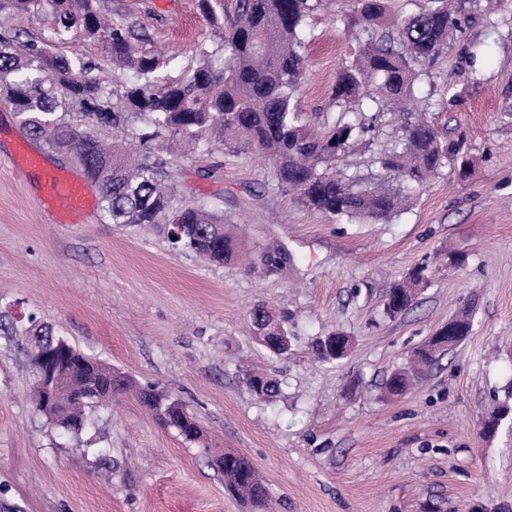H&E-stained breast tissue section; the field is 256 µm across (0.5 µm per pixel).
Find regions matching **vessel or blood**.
Here are the masks:
<instances>
[{
	"instance_id": "1",
	"label": "vessel or blood",
	"mask_w": 512,
	"mask_h": 512,
	"mask_svg": "<svg viewBox=\"0 0 512 512\" xmlns=\"http://www.w3.org/2000/svg\"><path fill=\"white\" fill-rule=\"evenodd\" d=\"M13 167L22 176L34 179L44 211L56 224H78L94 209L99 184L84 170L63 171L46 165L40 154L16 149Z\"/></svg>"
}]
</instances>
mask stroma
Segmentation results:
<instances>
[{"label":"stroma","instance_id":"35a3bbf8","mask_svg":"<svg viewBox=\"0 0 512 512\" xmlns=\"http://www.w3.org/2000/svg\"><path fill=\"white\" fill-rule=\"evenodd\" d=\"M114 20L146 34L183 78L209 31L197 0H111ZM353 0H322L312 18L303 112L320 123L342 61L356 48L341 21ZM83 55L122 92L130 70L101 46ZM419 111L464 136L474 168L425 185L384 223H333L282 194L270 161L212 142L192 156L151 143L171 174L176 205L203 202L243 225L245 257L205 264L173 249L163 228L112 224L93 211L82 224L47 223L10 152L25 134L0 109V502L15 512H249L196 445L160 425L134 394L86 412L80 433L36 408L27 327L51 326L81 351L136 382L180 398L209 446L246 456L278 512H491L512 506V421L485 436L482 422L512 382V13H480L426 64ZM373 123L339 168L395 190L376 153L405 116L364 108ZM463 252L467 261H450ZM281 254L276 268L267 255ZM428 284L390 317L385 296L419 264ZM286 317L298 343L269 356L248 320L253 305ZM474 330L404 395L389 373L463 306ZM351 336L350 355L316 362L310 346ZM262 369L280 393L257 399L248 372Z\"/></svg>","mask_w":512,"mask_h":512}]
</instances>
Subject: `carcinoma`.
Here are the masks:
<instances>
[{"instance_id":"1","label":"carcinoma","mask_w":512,"mask_h":512,"mask_svg":"<svg viewBox=\"0 0 512 512\" xmlns=\"http://www.w3.org/2000/svg\"><path fill=\"white\" fill-rule=\"evenodd\" d=\"M320 0H198L211 36L200 43L197 66L184 79L166 73L169 60L141 49L143 37L131 25L109 18V0H9L15 15L33 10L51 17V35L36 41L21 32L0 33V99L11 105L25 133L74 162L103 185L102 217L111 224L151 227L167 223L168 237L178 248L201 260L222 265L239 257V237L224 225V215L205 203L173 206L171 186L162 163L140 159L104 145L103 128H118L140 118L150 131L141 140L162 134L185 152L205 137H215L234 151L258 150L269 157L277 186L304 209L341 223L358 218L387 220L427 181L452 167L459 178L471 173V160L461 139L420 117L402 127L392 149L378 153L384 175L402 188L383 191L363 184L358 173L336 170V158L346 154L370 126L355 118L363 98L388 112H410L419 67L433 61L448 40L469 22L467 7L453 0H428L417 12L400 17L396 29H384L390 0H354L343 16L344 30L355 35L353 58L337 69L329 108L317 130L304 118L298 90L307 69L304 55L311 34L309 20ZM74 37L105 47L112 64L131 68L135 79L116 97L112 86L96 73L98 66L78 54L63 55L54 43ZM420 266L386 295L384 312L395 317L410 308L425 283ZM272 314L263 304L253 306L249 319L257 330ZM457 335L466 338L472 316L463 310L450 318ZM446 351L432 340L415 350L406 364L393 370L385 389L404 395ZM65 389L57 402L68 405L55 425L73 432L84 428L85 408L124 393L114 388V371L101 361L69 348L61 362ZM246 386L259 399L280 392V383L265 372L247 376ZM140 402L166 427L188 443L212 449L197 438L192 414L174 411L145 388ZM224 487L254 509L269 508L270 494L251 462L238 456L224 461Z\"/></svg>"}]
</instances>
